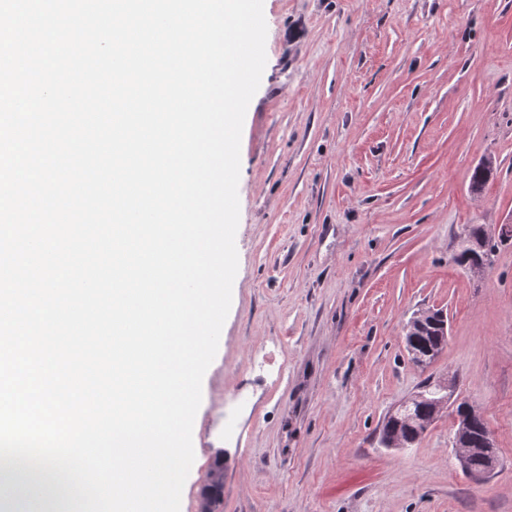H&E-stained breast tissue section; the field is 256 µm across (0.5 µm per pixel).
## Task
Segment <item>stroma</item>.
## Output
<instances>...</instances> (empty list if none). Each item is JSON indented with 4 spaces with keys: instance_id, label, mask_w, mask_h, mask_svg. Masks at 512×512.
Here are the masks:
<instances>
[{
    "instance_id": "obj_1",
    "label": "stroma",
    "mask_w": 512,
    "mask_h": 512,
    "mask_svg": "<svg viewBox=\"0 0 512 512\" xmlns=\"http://www.w3.org/2000/svg\"><path fill=\"white\" fill-rule=\"evenodd\" d=\"M264 16L238 272L180 512L218 455L219 512H512V244L479 279L455 261L469 225L512 223V0H264ZM427 309L448 341L422 369L403 328ZM449 372L494 436L483 480L457 464L454 412L413 447L379 442Z\"/></svg>"
}]
</instances>
